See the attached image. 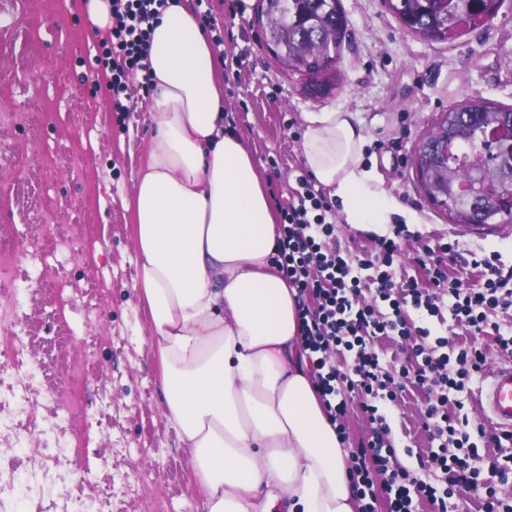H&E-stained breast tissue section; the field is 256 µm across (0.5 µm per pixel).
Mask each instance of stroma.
<instances>
[{
  "label": "stroma",
  "mask_w": 512,
  "mask_h": 512,
  "mask_svg": "<svg viewBox=\"0 0 512 512\" xmlns=\"http://www.w3.org/2000/svg\"><path fill=\"white\" fill-rule=\"evenodd\" d=\"M259 0H209L205 32L222 57L225 125L240 135L264 175L272 207L292 198L306 172L303 115L356 113L392 195L415 212L395 280L423 279L408 260L419 244L452 242L450 271L465 279L473 258L498 255L512 268V224L492 235L449 223L419 187L412 154L435 118L478 94L512 107V0L488 24L428 42L405 30L386 0H341L348 19L336 88L301 91L267 46ZM97 32L67 0H0V236L15 255L22 296L12 330L15 367L0 370V512H197L189 455L164 418L146 314L133 288L136 254L129 204L155 133L152 95L129 82L114 112L96 86ZM78 253L52 278L29 253L44 234ZM66 280L65 291L55 281ZM81 379L74 418L55 396ZM426 395L407 387L388 403L394 467L440 483L421 427ZM39 410L38 423L23 414Z\"/></svg>",
  "instance_id": "35a3bbf8"
}]
</instances>
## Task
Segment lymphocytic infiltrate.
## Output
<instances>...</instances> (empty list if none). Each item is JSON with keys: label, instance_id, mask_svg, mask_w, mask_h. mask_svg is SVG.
I'll list each match as a JSON object with an SVG mask.
<instances>
[{"label": "lymphocytic infiltrate", "instance_id": "obj_1", "mask_svg": "<svg viewBox=\"0 0 512 512\" xmlns=\"http://www.w3.org/2000/svg\"><path fill=\"white\" fill-rule=\"evenodd\" d=\"M166 3L112 0V26L100 38L96 56L111 72L107 90L112 99L126 91L129 74L148 71L150 31ZM296 182L293 201L281 212L277 261L283 277L298 290L301 335L328 417L342 421L354 404L372 426L371 436L350 452V476L361 512H375L381 497L388 502V512H414L418 500L429 503L432 512H448L453 488L478 486L480 471L472 460L482 443L498 450L490 467L500 482L511 481L512 433L472 424L467 407L486 365L485 350L473 343L449 346L447 337L432 333L428 321L445 319L473 332L484 331L489 313L512 312V270H503L495 257L487 256L474 263L475 283L463 284L448 274L444 257L453 247L446 243L425 281H394L391 267L401 252L402 233L381 239L370 260L326 246V238L334 233L326 220L333 204L316 190L309 174L297 176ZM370 268L376 275L371 280L373 300L366 303L360 299L362 273ZM411 310L417 321L408 319ZM382 336L409 347L416 364L384 367L371 345ZM340 355L351 357L350 367L337 366ZM409 385L428 395L422 426L436 444L431 463L443 474L445 487L390 466L396 450L384 407Z\"/></svg>", "mask_w": 512, "mask_h": 512}]
</instances>
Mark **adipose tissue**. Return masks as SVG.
Returning <instances> with one entry per match:
<instances>
[{
	"label": "adipose tissue",
	"mask_w": 512,
	"mask_h": 512,
	"mask_svg": "<svg viewBox=\"0 0 512 512\" xmlns=\"http://www.w3.org/2000/svg\"><path fill=\"white\" fill-rule=\"evenodd\" d=\"M156 132L133 194L134 288L151 327L165 418L204 512H359L348 453L299 336L298 291L274 261L260 169L224 129V82L190 0L153 22ZM301 154L352 228L401 205L363 160L356 113L309 112Z\"/></svg>",
	"instance_id": "obj_1"
}]
</instances>
